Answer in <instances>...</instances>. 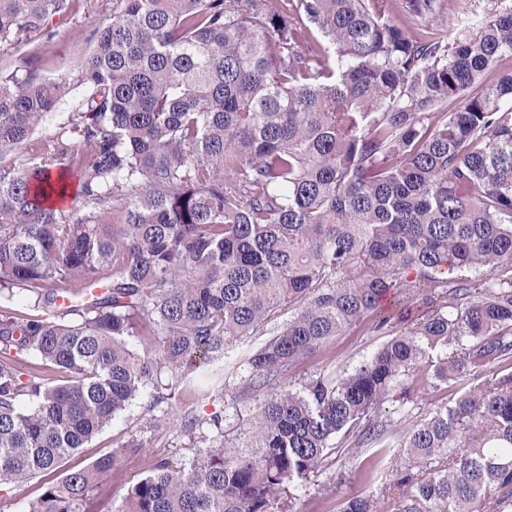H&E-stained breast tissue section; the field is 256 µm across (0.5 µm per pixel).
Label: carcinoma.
<instances>
[{"instance_id":"obj_1","label":"carcinoma","mask_w":512,"mask_h":512,"mask_svg":"<svg viewBox=\"0 0 512 512\" xmlns=\"http://www.w3.org/2000/svg\"><path fill=\"white\" fill-rule=\"evenodd\" d=\"M78 2L0 0V45ZM488 2L461 34L446 0H406L415 32L393 0H115L73 78L0 72V486L41 475L30 512H87L126 450L79 449L147 388L149 412L223 398L209 368L286 309L241 394L357 325L392 338L272 390L231 440L183 414L196 457L157 461L120 512H287L336 440L389 434L397 512H512V373L420 419L382 408L512 358V69L484 84L512 7Z\"/></svg>"}]
</instances>
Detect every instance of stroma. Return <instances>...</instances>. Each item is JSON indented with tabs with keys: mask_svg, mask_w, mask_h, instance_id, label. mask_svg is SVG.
I'll return each mask as SVG.
<instances>
[{
	"mask_svg": "<svg viewBox=\"0 0 512 512\" xmlns=\"http://www.w3.org/2000/svg\"><path fill=\"white\" fill-rule=\"evenodd\" d=\"M111 16L112 0H85L83 7L69 17L49 18L42 34L29 39L26 45L0 46V70H23L31 65L40 78L47 81L71 78L77 62L90 46L91 33ZM279 327V322H271L264 334L241 340L225 354L224 363L230 367L231 377L222 401L200 403L190 391L176 392L171 409L158 413V425L152 428L148 425L150 417L142 400H135L113 419L110 426L80 449L74 461L86 465L130 442L143 445L142 451L126 455L117 468L100 481L91 497L89 512H118L129 484L146 476L155 460L165 458L178 465L193 457L194 451L188 448L177 421L185 410H194L201 416L222 412L225 434L235 436L240 424L236 393L249 374L247 359L252 351L263 345L266 336L277 332ZM384 341V336L372 332L367 325L354 327L327 340L313 356L290 366L285 378L299 385L320 373L353 370ZM475 383V377L471 376L441 386L425 385L411 390L406 396L394 391L387 396L384 407L397 415L407 411L418 415L428 408L452 403ZM401 463L402 457L397 449H390L382 457L379 477L367 484L359 478L358 459L344 449H336L320 471L305 481L292 510L339 512L344 498L363 494L377 499L380 512H395L396 504L387 484L392 471Z\"/></svg>",
	"mask_w": 512,
	"mask_h": 512,
	"instance_id": "1",
	"label": "stroma"
}]
</instances>
